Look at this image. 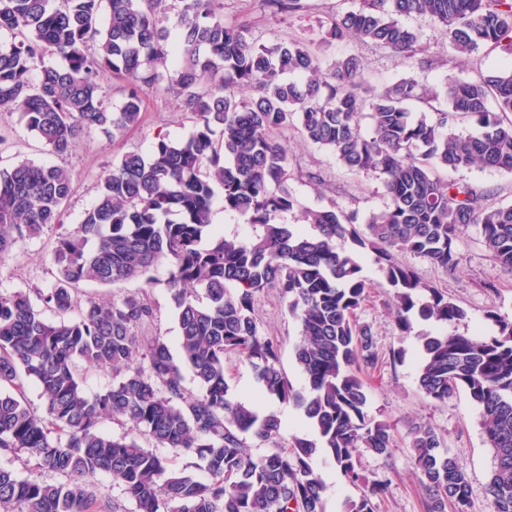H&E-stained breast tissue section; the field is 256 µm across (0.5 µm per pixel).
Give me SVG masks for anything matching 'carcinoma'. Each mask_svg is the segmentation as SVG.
Instances as JSON below:
<instances>
[{
    "label": "carcinoma",
    "mask_w": 512,
    "mask_h": 512,
    "mask_svg": "<svg viewBox=\"0 0 512 512\" xmlns=\"http://www.w3.org/2000/svg\"><path fill=\"white\" fill-rule=\"evenodd\" d=\"M261 2L274 16L302 9L301 0ZM222 8V0H0V110L18 113L50 153L68 155L93 130L136 125L144 91L164 82L196 119L186 139L160 136L148 155L129 152L112 162L95 203L56 237L54 280L33 289L36 301L0 291V450L27 454L36 472L20 478L0 466V512H112V502H98L100 475L134 512H326L325 486L311 465L317 451L355 484L362 450L388 458L394 445L391 426L369 415L361 377L379 360L370 325L357 320L367 282L336 240L377 254L404 333L415 317L448 325L466 313L399 254L453 276L456 241L476 226L500 268L512 273V206L487 207L488 190L439 175L512 171V65L423 86L413 72L430 65L427 50L399 20L441 24L448 48L462 55L512 54V0H369L339 15L332 39L388 48L411 72L381 90L359 56L325 65L320 42L266 45L249 27L224 23ZM170 9L180 29L176 47L167 36ZM109 73L127 79L117 109L104 87ZM441 101L445 108L433 118L408 108ZM463 117L475 122L474 132L454 131ZM289 123L348 170L381 181L385 206L364 230L334 207L302 210L313 234L278 222L299 207L288 190L286 150L273 137ZM216 184L224 210L246 217L252 236L226 238L214 229ZM71 194L63 166L0 167V258L26 238L62 228ZM161 262L170 266L164 285L178 324L177 358L165 337L139 334L154 315L142 295L83 297L88 284L152 286ZM272 287L288 298L300 327L294 354L302 391L283 374L276 345L254 317L256 295ZM489 318L494 336L420 337L418 385L440 402L463 388L480 408L493 452L486 494L493 512H512V316ZM229 354L249 361L265 397L300 407L321 446L296 437L289 449L253 454L247 440L272 439L281 421L234 399L224 374ZM81 363L112 372V384L88 394ZM186 368L196 394L183 384ZM28 381L40 389V413L24 398ZM120 419L133 424L130 432L101 431L104 421ZM407 437L427 512H468V476L435 429L420 422ZM157 448L194 455L202 475L171 468ZM385 490L376 482L359 499L343 500L340 512H375Z\"/></svg>",
    "instance_id": "1"
}]
</instances>
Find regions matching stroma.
<instances>
[{"mask_svg": "<svg viewBox=\"0 0 512 512\" xmlns=\"http://www.w3.org/2000/svg\"><path fill=\"white\" fill-rule=\"evenodd\" d=\"M302 9L290 16L273 17L261 0H224L226 23L249 25L261 42L309 43L324 36L336 15L355 11L363 0H302ZM402 24L415 29L433 59L431 68L418 72L421 84L432 85L448 76L462 80L474 78L477 68H491L512 63V56L493 53L479 60L464 61L449 52L444 28L414 16H405ZM328 55L354 53L367 65V77L377 87L388 86L405 76L406 69L388 49L359 41H332ZM145 107L138 126L105 134L93 131L83 135L75 150L57 159L20 122L17 114L0 112V165L31 160L40 164H62L72 175L73 192L62 221L66 227L78 224L83 211L97 196L100 177L109 170L113 159L127 152H148L158 136L180 141L194 129L191 114L183 112L174 93L146 90ZM276 137L288 151L291 178L288 187L302 206L323 209L333 205L345 212L356 213L358 221L384 208L386 199L379 179L371 174H355L342 166L327 149L303 141L295 126L277 130ZM453 179L470 183L490 192L492 205L512 204V172L496 169H461ZM54 232L19 242L12 252L0 258V287L11 291L32 292L48 286L52 280ZM336 249L356 253L363 274L370 284V298L358 311L360 323L369 324L376 349L381 356L379 366L365 372L369 413L391 425L397 446L391 458L371 452L359 458L363 483H345L325 455L313 458V466L327 486L325 507L337 512L341 502L357 498L369 484L377 481L387 486L378 500L376 512H426L425 494L418 484L413 459L407 446V432L418 422L429 423L438 433L442 445L465 471L471 484L470 512H492L485 487L493 467V453L488 448L480 425V410L465 390H457L442 402L425 399L418 389L417 377L421 359L420 339L437 333L438 325L414 319L411 332H401L392 310L393 291L375 262L371 251L355 252L351 241L340 240ZM460 272L451 277L441 268L410 253L399 254L400 262L412 267L420 279L445 292L461 306L464 320L448 325L452 334L464 336L495 334L496 327L488 319L489 311L512 315V274L504 272L485 249L476 228H469L456 242ZM167 264H159L152 272L153 288L133 280L118 286H85L86 295L96 299L119 300L129 293L146 292L154 308V316L146 322V334L166 336L169 345L177 343V324L172 302L164 286ZM255 317L261 334L271 337L278 346L280 366L295 389L304 382L295 361L294 349L299 327L288 311V303L278 289L268 288L257 295ZM224 370L232 395L257 406L263 413L276 415L282 429L274 439L252 442L251 450L263 454L275 448L290 446L297 437L315 439L316 433L304 422L300 411L290 403L262 396L249 362L242 356L225 359Z\"/></svg>", "mask_w": 512, "mask_h": 512, "instance_id": "stroma-1", "label": "stroma"}]
</instances>
